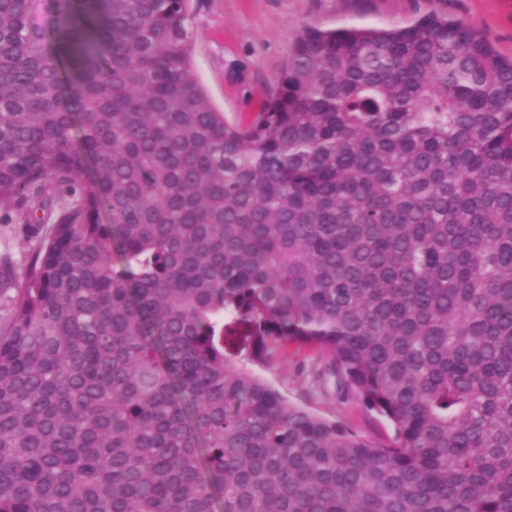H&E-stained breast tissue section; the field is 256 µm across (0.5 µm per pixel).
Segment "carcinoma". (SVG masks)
I'll return each mask as SVG.
<instances>
[{
    "mask_svg": "<svg viewBox=\"0 0 512 512\" xmlns=\"http://www.w3.org/2000/svg\"><path fill=\"white\" fill-rule=\"evenodd\" d=\"M0 0V512H512V59L307 26L247 123L191 0ZM288 344L362 438L243 360ZM33 245L34 241L26 238L23 224L16 221L14 213L0 206V256L10 257L21 273Z\"/></svg>",
    "mask_w": 512,
    "mask_h": 512,
    "instance_id": "obj_1",
    "label": "carcinoma"
}]
</instances>
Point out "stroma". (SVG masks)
<instances>
[{"label": "stroma", "mask_w": 512, "mask_h": 512, "mask_svg": "<svg viewBox=\"0 0 512 512\" xmlns=\"http://www.w3.org/2000/svg\"><path fill=\"white\" fill-rule=\"evenodd\" d=\"M445 13L480 34L503 56H512V0H194V70L214 105L231 121L250 120L264 93L285 65L290 46L308 25H404L429 13ZM33 247L12 212L0 207V256L24 269ZM314 356L288 349L254 374L279 390L291 404L337 422L367 439L385 443L390 423L367 412L335 389H310Z\"/></svg>", "instance_id": "stroma-1"}]
</instances>
